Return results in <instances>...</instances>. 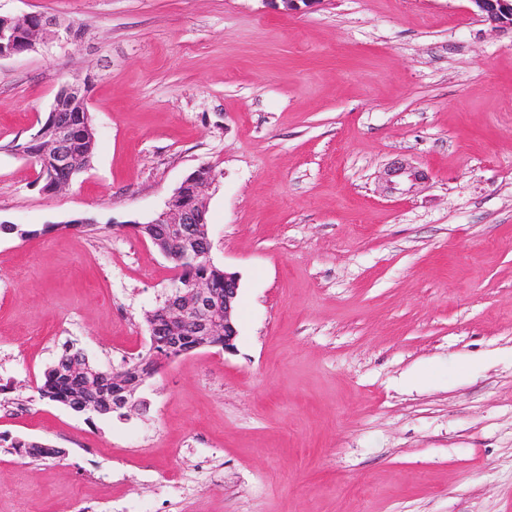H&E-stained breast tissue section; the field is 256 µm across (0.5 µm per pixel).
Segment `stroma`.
Returning a JSON list of instances; mask_svg holds the SVG:
<instances>
[{
  "label": "stroma",
  "instance_id": "obj_1",
  "mask_svg": "<svg viewBox=\"0 0 512 512\" xmlns=\"http://www.w3.org/2000/svg\"><path fill=\"white\" fill-rule=\"evenodd\" d=\"M472 9L0 0L85 30L0 59V434L67 452L0 447V512H512V31ZM76 76L96 148L45 193L16 147ZM398 159L425 179L383 193ZM202 167L234 350L140 411L41 400L63 345L147 349L174 271L138 226ZM10 448H14L22 453L23 456L29 459H45V458H63L66 455L65 450L58 448L55 451L54 456L52 457L49 453H47L43 448H52V446L34 441H18L14 440L10 442Z\"/></svg>",
  "mask_w": 512,
  "mask_h": 512
}]
</instances>
